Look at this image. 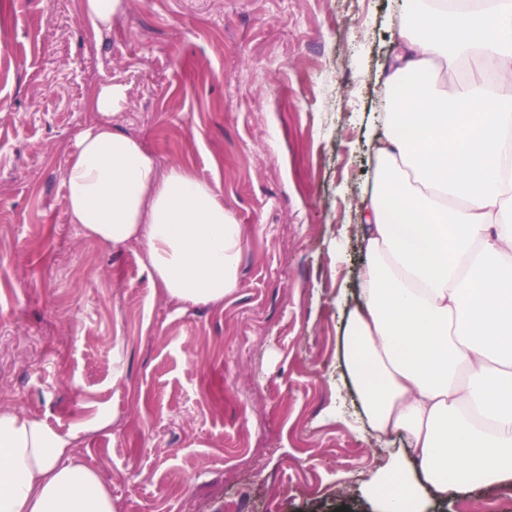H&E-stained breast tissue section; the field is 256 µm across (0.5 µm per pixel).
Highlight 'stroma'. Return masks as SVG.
Returning <instances> with one entry per match:
<instances>
[{
  "label": "stroma",
  "instance_id": "1",
  "mask_svg": "<svg viewBox=\"0 0 512 512\" xmlns=\"http://www.w3.org/2000/svg\"><path fill=\"white\" fill-rule=\"evenodd\" d=\"M403 21L401 0H129L100 32L79 0H0V408L71 436L116 512H378L380 458H411L374 441L341 359ZM109 81L115 123L241 224L222 305L170 300L139 244L69 223L64 173ZM483 502L512 512V483L425 512Z\"/></svg>",
  "mask_w": 512,
  "mask_h": 512
}]
</instances>
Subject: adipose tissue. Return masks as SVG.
I'll return each instance as SVG.
<instances>
[{
    "label": "adipose tissue",
    "mask_w": 512,
    "mask_h": 512,
    "mask_svg": "<svg viewBox=\"0 0 512 512\" xmlns=\"http://www.w3.org/2000/svg\"><path fill=\"white\" fill-rule=\"evenodd\" d=\"M404 12L359 204L361 305L343 332L372 429L405 435L414 456L380 469L370 489L380 512L512 483V0H405ZM473 56L488 81L449 80ZM125 99L119 84L96 92L102 120L78 135L64 175L68 220L115 248L138 243L168 298L222 304L238 284L241 228L213 185L161 169L113 126ZM70 446L44 421L0 409V512H115Z\"/></svg>",
    "instance_id": "adipose-tissue-1"
}]
</instances>
